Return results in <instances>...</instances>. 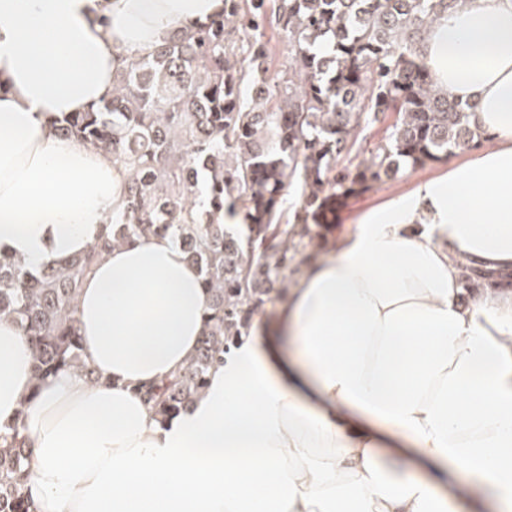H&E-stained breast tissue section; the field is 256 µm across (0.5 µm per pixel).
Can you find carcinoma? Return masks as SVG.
Masks as SVG:
<instances>
[{
  "instance_id": "cac0c4a2",
  "label": "carcinoma",
  "mask_w": 512,
  "mask_h": 512,
  "mask_svg": "<svg viewBox=\"0 0 512 512\" xmlns=\"http://www.w3.org/2000/svg\"><path fill=\"white\" fill-rule=\"evenodd\" d=\"M466 0H224V9L126 64L112 97L61 116V134L108 152L127 170L112 235L40 269L0 257V316L20 324L34 377L81 358L79 284L109 250L170 236L209 294L196 354L140 395L165 420L201 397L210 370L301 270L314 229L336 223L375 184L475 146L471 106L440 95L423 61L427 29ZM288 46L270 69L267 30ZM393 119L385 143L338 168L371 123ZM299 207L288 216L290 191ZM237 220L240 232L224 228ZM32 449L0 434V512H32Z\"/></svg>"
}]
</instances>
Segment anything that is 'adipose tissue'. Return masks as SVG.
I'll return each instance as SVG.
<instances>
[{
	"mask_svg": "<svg viewBox=\"0 0 512 512\" xmlns=\"http://www.w3.org/2000/svg\"><path fill=\"white\" fill-rule=\"evenodd\" d=\"M223 0H0V255L39 268L111 232L125 172L57 117L112 96L126 62ZM441 95L484 146L361 214L255 320L203 396L157 421L139 396L194 355L209 295L168 236L82 280L88 383L35 380L0 317V433L33 454L35 512H512V0H467L427 31Z\"/></svg>",
	"mask_w": 512,
	"mask_h": 512,
	"instance_id": "obj_1",
	"label": "adipose tissue"
}]
</instances>
